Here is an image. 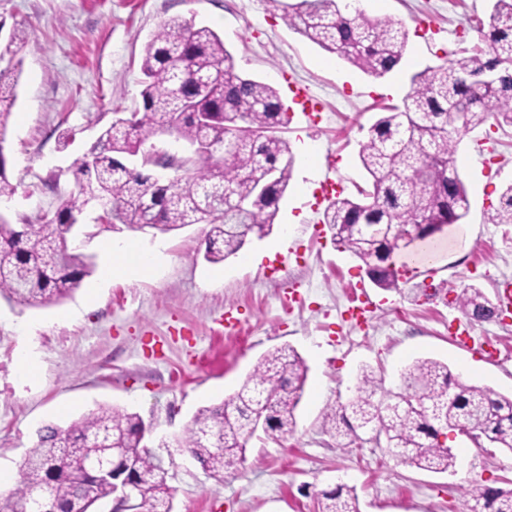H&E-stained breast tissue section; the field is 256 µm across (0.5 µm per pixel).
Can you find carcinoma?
Wrapping results in <instances>:
<instances>
[{
    "mask_svg": "<svg viewBox=\"0 0 512 512\" xmlns=\"http://www.w3.org/2000/svg\"><path fill=\"white\" fill-rule=\"evenodd\" d=\"M288 25L320 48L339 55L365 74L381 78L400 64L405 27L360 11H342L340 0H276ZM481 43L446 54L443 62L410 78L401 104L371 125L359 161L366 186L338 194L325 207L322 224L333 243L370 268L379 287L399 289L389 260L412 241L454 224L469 211L457 168L461 136L494 120L512 125V0H495ZM22 61L10 52L0 65V199L16 186L7 177V123L16 100ZM143 111H134L101 132L75 171V189L60 196L54 218L13 224L0 217V297L27 307H47L69 297L89 273L86 256L70 244L67 224L92 201L109 209L100 219L132 230L167 233L207 224L205 259L219 263L236 255L247 239L268 235L294 169V155L280 130L287 112L270 84L235 73L224 40L206 25L172 19L161 24L143 50ZM160 134L194 147L179 159L145 145ZM165 165L184 171L167 183L143 173ZM224 194V210L205 214L206 197ZM493 224H512V185L500 195ZM459 310L479 322L493 321L498 306L481 288L465 284ZM307 368L291 346L262 356L229 400L199 410L181 447L211 476L221 478L245 460L258 433L285 440L295 431ZM464 421H477L481 439L512 452V396L463 382L448 364L418 358L407 365L398 391L364 369L356 394L328 409L322 427L342 448L384 443L398 461L446 473L455 467L451 448L439 435ZM146 426L139 415L100 407L67 427L38 431L18 470L13 489L0 492V512H96L115 498L117 481L133 487L132 512H173L174 489L159 456L144 448ZM133 456L111 460L113 478L89 472V462L110 448ZM230 452H224V449ZM319 512H360L348 486L321 494ZM464 512H512V488L483 485L464 501Z\"/></svg>",
    "mask_w": 512,
    "mask_h": 512,
    "instance_id": "carcinoma-1",
    "label": "carcinoma"
}]
</instances>
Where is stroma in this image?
<instances>
[{"instance_id":"stroma-1","label":"stroma","mask_w":512,"mask_h":512,"mask_svg":"<svg viewBox=\"0 0 512 512\" xmlns=\"http://www.w3.org/2000/svg\"><path fill=\"white\" fill-rule=\"evenodd\" d=\"M373 18L402 22L406 52L395 76L440 64L446 52L477 43L492 0H360ZM195 20L213 28L235 71L273 85L289 107L283 130L295 155L293 178L270 238L242 255L205 258L207 225L160 233L80 217L78 250L93 272L60 305L24 307L0 299V469L17 472L37 432L67 426L100 406L141 416L145 446L163 458L174 512H319L321 491L355 488L360 512H462L466 491L512 487V452L476 447L449 435L453 471L433 474L402 464L372 444L341 448L322 429L324 412L355 394L370 367L398 390L413 359L448 363L463 381L512 394V311L502 320H469L454 304L461 285L497 298L512 280V224L489 214L512 184V126L487 123L462 136L457 165L470 211L433 237L434 275L418 273L385 291L364 265L334 247L318 193L303 196L304 177L333 167L346 192L363 183L358 152L383 108L400 104L376 79L296 33L272 0H0V50L21 43L22 72L9 118L8 174L17 193L13 223L53 216L75 182V163L116 113L142 105L141 55L158 25ZM305 85L321 111L303 118L291 86ZM74 129L60 144L63 129ZM288 235V247L255 266L243 254ZM159 247L163 261L138 279L99 284L101 240ZM92 304H85L89 288ZM71 310L63 320L60 310ZM293 347L308 371L296 428L276 442L252 439L243 472L215 479L178 445L192 417L238 391L258 359ZM39 367L36 377L24 362Z\"/></svg>"}]
</instances>
